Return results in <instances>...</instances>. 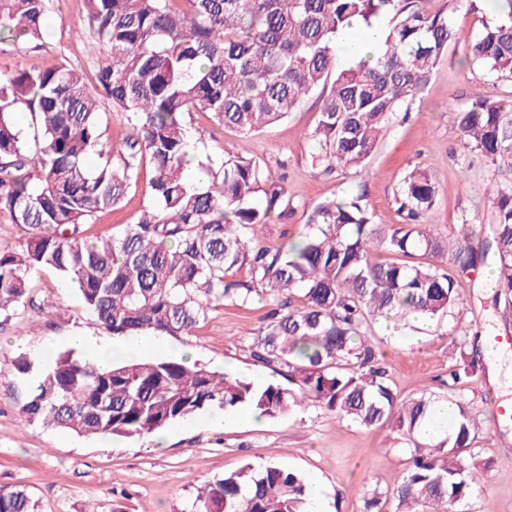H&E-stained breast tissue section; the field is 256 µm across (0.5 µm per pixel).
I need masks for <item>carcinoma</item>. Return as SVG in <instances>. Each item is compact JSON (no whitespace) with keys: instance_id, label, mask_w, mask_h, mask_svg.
<instances>
[{"instance_id":"cac0c4a2","label":"carcinoma","mask_w":512,"mask_h":512,"mask_svg":"<svg viewBox=\"0 0 512 512\" xmlns=\"http://www.w3.org/2000/svg\"><path fill=\"white\" fill-rule=\"evenodd\" d=\"M471 40V56L487 74L512 81V0ZM432 0H84L90 42L99 50L90 73L66 61L0 70V212L27 229L25 242L0 246V315L28 299L31 280L52 270L78 287L87 312L112 335H188L217 305L254 298L269 311L251 355L288 379L256 386L246 377L185 359L121 354L101 367L75 351L57 354L38 373L25 358L16 370L30 380L21 408L25 424L80 437L139 438L213 409L249 406L264 417L315 402L360 426L390 425L412 448L405 472L385 495L396 512H463L489 462L464 453L479 429L466 400L456 406L447 437L434 396L399 398L373 344V324L398 330L416 316H462L467 303L456 274L492 261L496 303L512 305V183L491 181L490 233L462 225L438 238L425 218L439 193L416 167L397 191L399 224H377L361 195L303 208L294 241L276 249L260 232L292 213L282 177L256 160L197 159L192 112L223 129L255 133L288 116L319 92L311 167L330 172L365 167L393 115L428 83L458 35ZM57 0H0V43L38 45ZM383 19L382 50L373 61L337 65L336 45L357 21ZM134 117L119 146L104 139L101 107ZM39 128L29 152L14 113ZM468 151L493 165L512 161V100L481 93L453 113ZM96 156L100 163L89 168ZM150 167L148 204L116 234L87 236L96 215L122 206ZM419 253L451 265L384 262L378 251ZM245 280H226L234 269ZM451 387L470 382L482 363L457 346ZM303 477L277 464L246 466L208 482L196 512H310ZM0 512H37L26 489L0 488Z\"/></svg>"}]
</instances>
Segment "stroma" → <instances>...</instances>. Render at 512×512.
Instances as JSON below:
<instances>
[{
    "label": "stroma",
    "instance_id": "obj_1",
    "mask_svg": "<svg viewBox=\"0 0 512 512\" xmlns=\"http://www.w3.org/2000/svg\"><path fill=\"white\" fill-rule=\"evenodd\" d=\"M434 5L448 11L459 34L427 85L392 118L364 171L328 174L310 167L308 134L316 125L319 101L315 95L285 120L255 134L224 130L207 114L191 113L196 137L214 158L256 159L285 175L288 194L299 206L361 193L377 223L397 224L401 217L394 194L405 172L419 166L442 186L426 218L433 233L445 236L463 224H492L494 211L486 193L491 169L481 158L462 155L453 113L467 105L477 87L497 98H512V82L486 76L469 61L471 39L493 15L484 0L474 7L468 0H434ZM83 14V0H61L46 20L42 46L23 51L4 46L0 69L18 56L31 68L59 57L75 68L87 67L88 43L75 31ZM149 178L142 173L124 207L98 214L88 236L134 223L148 201ZM487 270L480 264L458 278L469 305L465 318L413 320L399 331L379 324L374 334L381 362L402 397L448 394L455 339L465 337L468 345L478 347L483 370L461 394L471 400L481 420L471 451L491 467L466 508L512 512V418H492L498 397L490 375L496 354L491 340L512 347V308L496 305L495 289L484 287ZM30 298L16 317L0 320V487H26L37 512H195L198 491L208 481L247 465L269 463L308 482L321 479L322 512H361L364 497L386 492L406 466L410 451L389 427L365 428L310 402L289 415L256 423L244 419L241 409L230 410L220 428L204 412L168 426L161 448L148 435L87 439L40 424L20 426L25 389L14 367L17 357L41 368L50 360L44 345L66 351L67 338L76 331L90 332L107 344L116 342L84 309L75 288L55 272L34 276ZM267 310L266 301L258 298L245 308L224 302L192 334L160 337L159 348L148 355L178 359L189 350L197 363L242 375L255 385L279 382L278 374L250 354L252 332Z\"/></svg>",
    "mask_w": 512,
    "mask_h": 512
}]
</instances>
